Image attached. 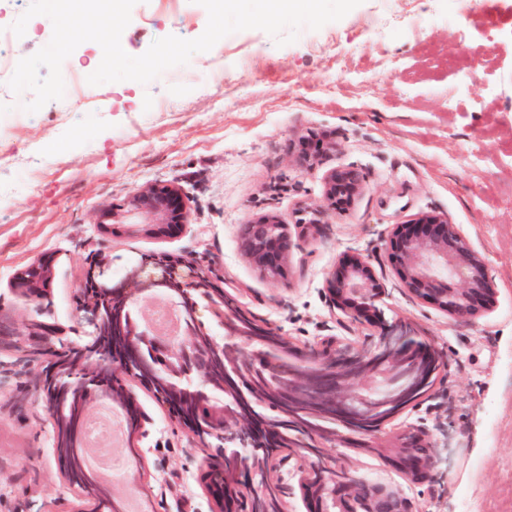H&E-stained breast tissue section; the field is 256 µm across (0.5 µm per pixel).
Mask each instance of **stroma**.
Listing matches in <instances>:
<instances>
[{
    "instance_id": "obj_1",
    "label": "stroma",
    "mask_w": 512,
    "mask_h": 512,
    "mask_svg": "<svg viewBox=\"0 0 512 512\" xmlns=\"http://www.w3.org/2000/svg\"><path fill=\"white\" fill-rule=\"evenodd\" d=\"M387 15L417 18L406 35L379 31ZM195 0H137L121 36L142 55L153 41L195 39L207 25ZM148 84L86 85L20 124L0 127L15 162L0 182L34 175L36 192L0 201V306L16 307L17 272L53 258L43 321L74 324L87 262L114 274L141 254L167 251L214 264L228 293L257 321L303 346L332 336L356 348L377 329L344 320L326 280L349 255L369 257L386 317L413 324L447 359L417 404L385 425L426 431L437 446L432 481L414 484L385 454L325 447V461L384 484L413 512H512V0H362L341 20L294 42L251 30ZM335 149L313 167L291 155L307 131ZM355 166L363 190L350 208L304 236L299 208L316 207L327 173ZM148 184L178 186L189 219L170 237L115 235L98 222ZM447 215L483 257L494 306L470 322L412 298L386 253L393 225ZM280 217L292 248L275 283L241 253L243 224ZM50 356L0 350V512H82L84 494L62 474L50 412L34 377ZM141 412L139 456L114 489L143 512H213L202 481L209 448L139 381L123 377Z\"/></svg>"
}]
</instances>
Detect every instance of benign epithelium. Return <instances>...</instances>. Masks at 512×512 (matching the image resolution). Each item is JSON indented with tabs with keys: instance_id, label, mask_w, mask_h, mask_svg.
<instances>
[{
	"instance_id": "1",
	"label": "benign epithelium",
	"mask_w": 512,
	"mask_h": 512,
	"mask_svg": "<svg viewBox=\"0 0 512 512\" xmlns=\"http://www.w3.org/2000/svg\"><path fill=\"white\" fill-rule=\"evenodd\" d=\"M363 176L355 167L331 171L325 180L322 207L310 213L303 225L323 224L330 216L345 212L361 192ZM125 214L145 219L141 229L153 236H165L187 223L188 211L180 189L174 185L150 184L132 192L119 209L106 211L100 224L117 230L124 226ZM288 225L273 215L262 216L243 225L247 239L241 241L244 256L274 281H281L287 272L291 241ZM388 256L394 271L410 295L446 312L458 321H469L489 310L495 289L489 279L483 258L472 248L457 225L443 214L425 213L394 225L388 238ZM51 262L41 259L16 276L15 290L23 304L39 310L51 277ZM111 263L103 258L93 260L86 270L78 308L79 319L88 327L86 340L74 344L63 332L51 325L32 323L23 334L16 317L0 307V331L7 329L21 337L20 350L36 351L56 341L71 352L69 363L49 365L41 379L50 410L65 402L69 388L75 387L89 395L94 404L106 398L120 406L125 417L126 432L138 428V410L130 394L103 395L98 388L110 375H134L143 381L154 382L157 368L189 382L199 381L194 388L172 385L164 396L175 412L190 398L205 401L207 389L214 385L209 361L214 353L222 352L229 362L224 369V410L209 417L187 416L185 425L198 433L209 432L216 440L231 439L239 447L231 455L238 458L240 468L226 475L224 493L214 495L226 512H249L253 498H275L281 501L288 494V483L280 474L287 458L261 460V465H249L245 451H257L267 442L282 444L277 425L267 426L259 411L271 399L257 391L255 366L257 361L242 346L226 348L215 338L203 343L199 336L207 334L199 318L200 301L206 302L211 316L224 327L227 335L241 336L234 329L228 308L234 300L224 293V278L210 264L168 252H151L131 263L122 280L112 284ZM327 291L336 307L352 321L374 322L379 319L377 303L385 295L384 284L375 275L371 262L361 255L341 263L327 279ZM150 294H162L177 299L188 328L183 336L162 342L150 336L146 325L130 324V328L112 335H122L121 344L108 347L97 340L101 327L112 322L119 325L124 311L137 306ZM299 370L288 387L292 399L321 406L329 410L336 422L346 428L353 422V385L365 378H376L371 391L384 396L385 405L401 409L421 398H407L424 377L446 367V362L433 346L420 339L412 325L400 319L383 321L373 347L353 349L330 338L318 347L297 351ZM336 447L355 442L357 447L385 450L391 463L401 468L414 482L424 483L432 478L436 450L423 432H405L392 441H385L379 432L373 441L341 432L308 431L302 444H292L308 451L305 462L298 466L300 482L307 486V477L317 473L323 484L334 483L340 492L330 502L309 504V512H413L408 500L383 486L369 484L338 474L323 462L320 441ZM422 452H416V449Z\"/></svg>"
}]
</instances>
